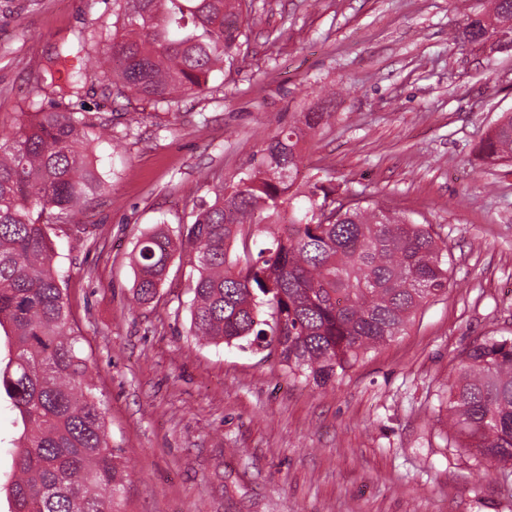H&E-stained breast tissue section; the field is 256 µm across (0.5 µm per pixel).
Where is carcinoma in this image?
Segmentation results:
<instances>
[{"label": "carcinoma", "mask_w": 512, "mask_h": 512, "mask_svg": "<svg viewBox=\"0 0 512 512\" xmlns=\"http://www.w3.org/2000/svg\"><path fill=\"white\" fill-rule=\"evenodd\" d=\"M111 83L167 105L205 90L233 65L245 36L242 0H114ZM512 35V0H490L467 20L464 41ZM94 70L80 35L63 45L42 80L77 97ZM320 107L271 137L260 156L177 237L160 229L137 241L134 299L159 296L168 263L186 254L197 272L190 330L203 344L279 351L288 373L326 384L369 350L402 335L448 288L447 242L420 224L338 192L328 175L298 183L302 143L329 125ZM112 127L40 101L0 134V403L15 412L12 468L0 481L6 512H120L126 478L110 444L105 401L61 288L51 226L105 190L89 129ZM490 163L512 160V113L480 144ZM448 447L473 448L512 465V338L472 345L448 381Z\"/></svg>", "instance_id": "carcinoma-1"}]
</instances>
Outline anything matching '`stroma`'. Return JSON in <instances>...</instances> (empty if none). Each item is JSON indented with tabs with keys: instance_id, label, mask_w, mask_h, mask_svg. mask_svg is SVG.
<instances>
[{
	"instance_id": "obj_1",
	"label": "stroma",
	"mask_w": 512,
	"mask_h": 512,
	"mask_svg": "<svg viewBox=\"0 0 512 512\" xmlns=\"http://www.w3.org/2000/svg\"><path fill=\"white\" fill-rule=\"evenodd\" d=\"M488 0H254L230 75L164 107L88 76L74 105L105 192L50 236L72 326L127 460L124 512H512V467L448 445V376L488 336H512V164L478 146L512 112V47L457 39ZM112 0H0V128L50 103L49 57L75 35L98 66ZM327 107L303 177L337 185L448 243V290L395 340L326 386L264 349L190 332L194 272L172 259L160 299L133 300L142 234L190 224L265 141Z\"/></svg>"
}]
</instances>
